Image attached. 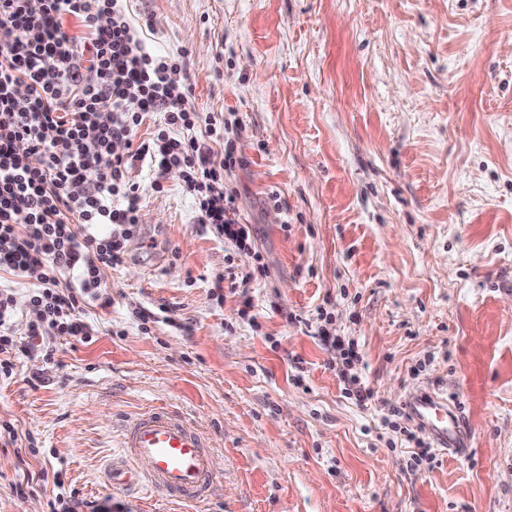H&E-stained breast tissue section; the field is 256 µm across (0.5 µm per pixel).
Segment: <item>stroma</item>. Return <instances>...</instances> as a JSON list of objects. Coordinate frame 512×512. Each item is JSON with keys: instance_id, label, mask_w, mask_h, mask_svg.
<instances>
[{"instance_id": "obj_1", "label": "stroma", "mask_w": 512, "mask_h": 512, "mask_svg": "<svg viewBox=\"0 0 512 512\" xmlns=\"http://www.w3.org/2000/svg\"><path fill=\"white\" fill-rule=\"evenodd\" d=\"M184 53L198 111L231 124L226 177L252 251L199 224L178 171L136 168L140 231L95 334L0 383V512L59 489L125 512H512V0H131ZM266 277L243 283L254 261ZM223 279L222 295L213 283ZM154 313L142 331L137 311ZM357 339L374 400L342 393L318 330ZM444 396L464 455L406 469L381 413ZM168 404L210 438L202 504L105 486L122 422ZM48 481L16 493L24 473Z\"/></svg>"}]
</instances>
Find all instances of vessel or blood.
<instances>
[{
	"label": "vessel or blood",
	"mask_w": 512,
	"mask_h": 512,
	"mask_svg": "<svg viewBox=\"0 0 512 512\" xmlns=\"http://www.w3.org/2000/svg\"><path fill=\"white\" fill-rule=\"evenodd\" d=\"M406 410L438 448L462 450L460 419L447 400L423 393L408 401ZM211 455L208 438L170 406L155 405L124 430L120 459L111 463L108 482L119 491L137 489L161 493L173 501L199 503L210 498L218 486Z\"/></svg>",
	"instance_id": "b4317fda"
}]
</instances>
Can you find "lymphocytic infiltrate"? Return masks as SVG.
I'll return each mask as SVG.
<instances>
[{
  "label": "lymphocytic infiltrate",
  "mask_w": 512,
  "mask_h": 512,
  "mask_svg": "<svg viewBox=\"0 0 512 512\" xmlns=\"http://www.w3.org/2000/svg\"><path fill=\"white\" fill-rule=\"evenodd\" d=\"M127 0H0V380H10L19 356L42 358L49 383L56 349L51 339L89 342L90 303L111 306L105 271L121 265L139 234L141 186L132 169L153 170L161 189L180 170L198 221L248 250L226 177L242 162L233 134H218L193 102L183 55L150 51ZM75 20L81 34L70 33ZM159 121L137 140L145 117ZM221 138L223 153L210 141ZM29 286L33 313L24 333L15 283ZM336 348L345 398L365 407L373 399L362 373L358 342L321 332ZM400 408L383 425L415 445L410 470L434 459L421 428L403 425Z\"/></svg>",
  "instance_id": "f902f5d3"
}]
</instances>
